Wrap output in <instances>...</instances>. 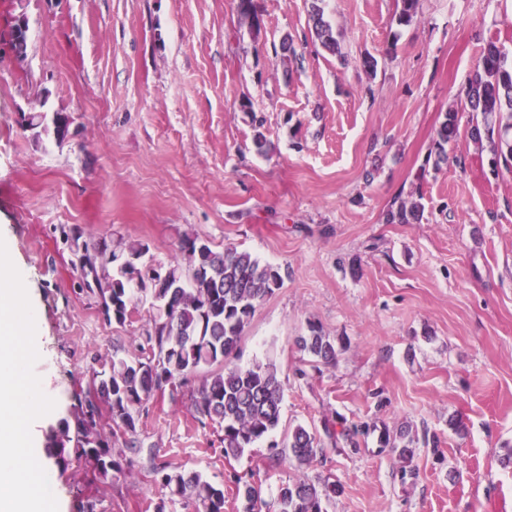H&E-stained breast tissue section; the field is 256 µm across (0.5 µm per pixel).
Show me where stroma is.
Listing matches in <instances>:
<instances>
[{
    "mask_svg": "<svg viewBox=\"0 0 512 512\" xmlns=\"http://www.w3.org/2000/svg\"><path fill=\"white\" fill-rule=\"evenodd\" d=\"M312 2L260 0L254 28L239 0H0V34L18 15L28 24L24 61L0 42V236L40 308L39 368L56 402L32 435L45 446L94 360L137 358L151 323L145 302L125 325L103 321L62 228L146 244L153 264L190 234L284 276L239 357L275 364L281 432L342 418L441 440L417 446L406 484L376 435L353 453L327 449L307 475L342 484L328 512H512L501 463L512 450V167L492 166L464 105L483 44L512 47V0H420L407 24L399 0H322L338 56L314 36ZM451 109L458 134L441 162ZM33 111L67 113L69 136H34L22 126ZM400 194L420 198V219L385 223ZM311 322L342 351L302 378L295 340ZM198 384L150 400L139 447L122 451L125 478L52 471L60 512L90 500L96 512H144L162 495L150 470L164 462L223 486L224 512H242L236 473L276 501L293 466L264 443L226 460L220 428L191 409Z\"/></svg>",
    "mask_w": 512,
    "mask_h": 512,
    "instance_id": "stroma-1",
    "label": "stroma"
}]
</instances>
